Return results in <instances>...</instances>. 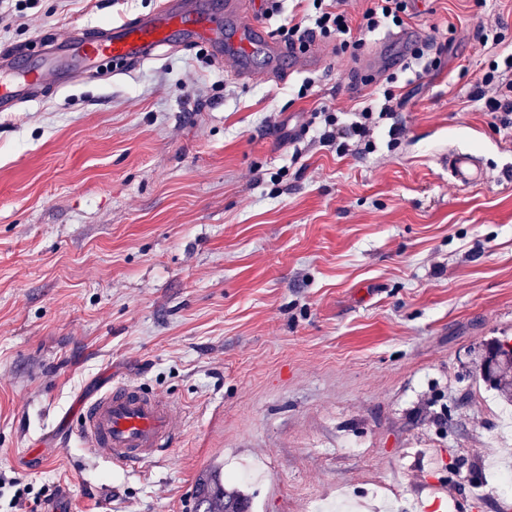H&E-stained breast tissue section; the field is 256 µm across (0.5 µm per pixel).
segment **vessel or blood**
Returning <instances> with one entry per match:
<instances>
[{
    "label": "vessel or blood",
    "mask_w": 512,
    "mask_h": 512,
    "mask_svg": "<svg viewBox=\"0 0 512 512\" xmlns=\"http://www.w3.org/2000/svg\"><path fill=\"white\" fill-rule=\"evenodd\" d=\"M205 46L216 58L235 59L236 78L250 77L248 61L265 53L269 77L279 79L282 58L296 67L311 69L327 48L313 40L306 47H287L260 23L249 0H226L223 16L210 15L201 0H157L155 8L135 19L106 25L92 36L72 34L61 42L42 41L44 58L37 68L19 71L8 59L0 60V112L49 83L62 84L88 74L135 66L170 49L176 37ZM449 178L458 186L488 184L489 178L475 155L452 149L443 159ZM72 430L91 453L112 466L125 468L144 463L170 450L184 431L183 418L168 399L140 385L118 382L85 402Z\"/></svg>",
    "instance_id": "vessel-or-blood-1"
}]
</instances>
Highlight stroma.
Wrapping results in <instances>:
<instances>
[{"label": "stroma", "instance_id": "1", "mask_svg": "<svg viewBox=\"0 0 512 512\" xmlns=\"http://www.w3.org/2000/svg\"><path fill=\"white\" fill-rule=\"evenodd\" d=\"M156 0H31L0 55L92 33ZM438 69L324 64L232 77L202 47L0 112V477L73 512H196L221 464L252 512H512L488 465L508 409L483 382L512 340V187L462 188L440 156L512 168V122L477 88L512 0H412ZM314 85L299 97L304 80ZM403 104L372 152L315 141L321 109ZM134 382L179 408L166 456L120 469L67 436L75 405Z\"/></svg>", "mask_w": 512, "mask_h": 512}]
</instances>
